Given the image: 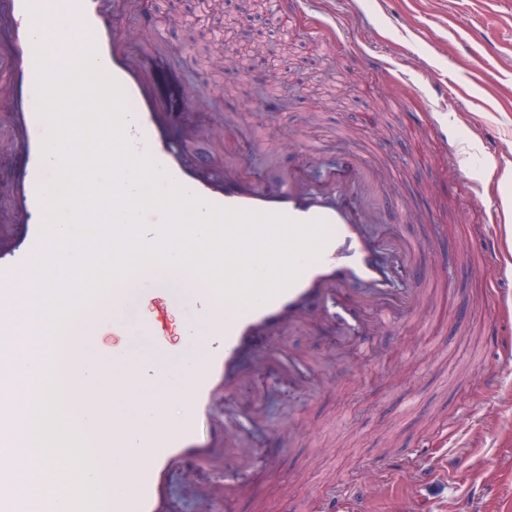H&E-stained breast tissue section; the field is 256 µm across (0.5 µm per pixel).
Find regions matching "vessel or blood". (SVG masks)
Masks as SVG:
<instances>
[{
  "mask_svg": "<svg viewBox=\"0 0 512 512\" xmlns=\"http://www.w3.org/2000/svg\"><path fill=\"white\" fill-rule=\"evenodd\" d=\"M63 5L77 24L74 50L92 45L97 63L123 91L124 134L134 153L150 155L158 170L206 204L281 214L299 223L321 220L330 230L319 258L285 290L260 305L239 306L225 317L213 315L211 350L189 376L187 416L155 433L152 461L137 475L135 499L112 497V512H164L162 479L181 458L245 443L246 430L237 416L228 413L216 422L215 395L235 392L251 378V371L241 367L245 354H253L260 364L276 358L273 349L258 348L259 339L322 318L333 322L342 337L357 338L365 324L338 302L359 286L384 311L411 307L412 301L393 290L388 270L378 262L380 251L364 232L370 216L359 210L357 193L375 178L367 160L347 157L345 165L316 184L296 170L254 179L241 174L239 159L213 167L186 148L190 140L221 136L187 121L202 106V96L182 87L163 90V69L157 62L164 51L161 40L145 39L140 30L124 24L136 11L137 0H63ZM35 29L29 0H0V32L9 36L0 46V106L7 108L13 132V204L0 212V223L9 227L0 235V288L11 287L28 270L41 244L40 192L52 176L51 160L43 153L49 129L38 113ZM354 489L350 482L330 492L322 512H334L338 501L350 497L355 512H372L370 497H355Z\"/></svg>",
  "mask_w": 512,
  "mask_h": 512,
  "instance_id": "obj_1",
  "label": "vessel or blood"
}]
</instances>
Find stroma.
Listing matches in <instances>:
<instances>
[{
    "label": "stroma",
    "mask_w": 512,
    "mask_h": 512,
    "mask_svg": "<svg viewBox=\"0 0 512 512\" xmlns=\"http://www.w3.org/2000/svg\"><path fill=\"white\" fill-rule=\"evenodd\" d=\"M263 4L269 45H296L294 58L279 63L297 96L260 89L253 68L218 70L198 55L200 0L140 6L167 39L178 84L209 97L195 121L224 124L223 143L198 140L193 150L216 166L235 151L262 175L303 168L317 177L350 154L370 157L383 175L363 201L379 214L365 233L419 245L399 280L424 298L415 314L391 312L386 326L355 341L306 322L270 339L299 358L311 390L265 369L261 392L246 385L229 401L256 393L251 446L275 459L277 476L235 454L188 458L166 479L169 512H320L323 485L354 479L376 512H452L472 487L482 496L471 512H512V260L486 267L474 253L482 225L512 198V183L483 182L490 161H512V0H321L288 30L275 21L277 0ZM366 54L383 68L368 69ZM416 112L432 122L408 124ZM463 171L480 181L478 194L462 183ZM142 299L165 335L145 341L137 330L116 336L107 328L104 352L179 349L178 330L196 305H171L151 286ZM390 455L405 467L387 475ZM418 456L432 480L416 492L409 466ZM219 469L251 482L253 494L215 495Z\"/></svg>",
    "instance_id": "1"
}]
</instances>
